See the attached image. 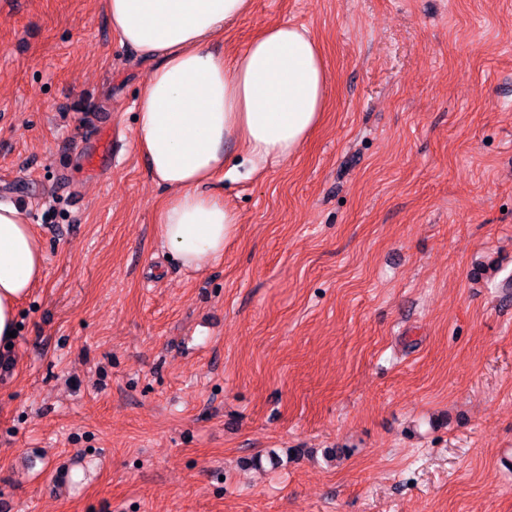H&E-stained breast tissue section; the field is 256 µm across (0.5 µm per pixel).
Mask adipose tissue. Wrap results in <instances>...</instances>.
<instances>
[{"label": "adipose tissue", "mask_w": 512, "mask_h": 512, "mask_svg": "<svg viewBox=\"0 0 512 512\" xmlns=\"http://www.w3.org/2000/svg\"><path fill=\"white\" fill-rule=\"evenodd\" d=\"M251 0H106L121 43L153 61L135 138L169 195L157 213L166 249L201 269L224 256L238 224L221 197L202 192L224 172V146H240L253 168L296 155L320 124L329 75L308 30L283 21L232 59L211 52L226 23ZM45 272V256L18 208L0 204V349L18 327V307Z\"/></svg>", "instance_id": "1"}]
</instances>
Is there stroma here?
<instances>
[{
	"label": "stroma",
	"instance_id": "obj_1",
	"mask_svg": "<svg viewBox=\"0 0 512 512\" xmlns=\"http://www.w3.org/2000/svg\"><path fill=\"white\" fill-rule=\"evenodd\" d=\"M282 20L321 46L322 122L205 185L239 224L193 270L106 0H0V203L45 255L0 512H512V0H253L213 49ZM112 137L100 136L97 138V146L85 153V163L88 169H99L105 161L112 158Z\"/></svg>",
	"mask_w": 512,
	"mask_h": 512
}]
</instances>
